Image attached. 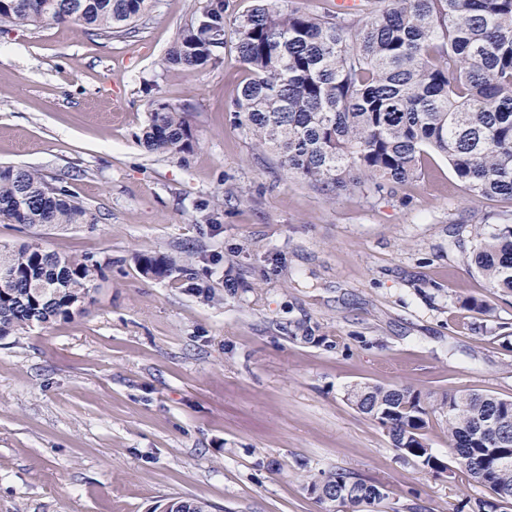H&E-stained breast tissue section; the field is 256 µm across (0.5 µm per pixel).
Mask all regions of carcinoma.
I'll use <instances>...</instances> for the list:
<instances>
[{
    "mask_svg": "<svg viewBox=\"0 0 512 512\" xmlns=\"http://www.w3.org/2000/svg\"><path fill=\"white\" fill-rule=\"evenodd\" d=\"M153 0H0V26L71 24L90 38L133 37ZM232 35L248 78L228 111L252 150L271 153L334 199L380 193L414 180L429 153L442 156L472 199L512 203V0H365L355 14H318L285 0H258L233 19L207 0L178 33L162 68L223 62ZM141 143L150 153L189 154L188 113L150 101ZM96 224L63 177L0 165V221ZM467 260L492 295L512 293V210L471 230ZM142 271L172 272L166 256L142 255ZM102 277V264L30 243L0 248V338L72 315ZM348 399L383 426L395 448L433 472L448 469L426 432L444 422L457 474L487 488L470 512L512 508V398L450 391L430 401L406 386L357 385ZM314 482L331 503L374 506L377 486L345 470ZM176 497L152 512H210Z\"/></svg>",
    "mask_w": 512,
    "mask_h": 512,
    "instance_id": "carcinoma-1",
    "label": "carcinoma"
}]
</instances>
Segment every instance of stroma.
I'll list each match as a JSON object with an SVG mask.
<instances>
[{
    "label": "stroma",
    "mask_w": 512,
    "mask_h": 512,
    "mask_svg": "<svg viewBox=\"0 0 512 512\" xmlns=\"http://www.w3.org/2000/svg\"><path fill=\"white\" fill-rule=\"evenodd\" d=\"M203 4L155 0L132 38L0 32V164L67 176L99 216L0 222V245L104 267L81 312L0 339V512H148L174 497L353 512L308 490L336 469L386 491L376 512L487 496L404 458L347 392L512 397V296L490 297L464 254L471 226L507 203L466 200L437 155L413 183L333 201L255 154L225 110L247 78L233 45L202 70L160 68ZM154 97L188 112L186 159L140 145ZM142 255L180 264L152 277ZM472 299L491 300V321Z\"/></svg>",
    "instance_id": "stroma-1"
}]
</instances>
